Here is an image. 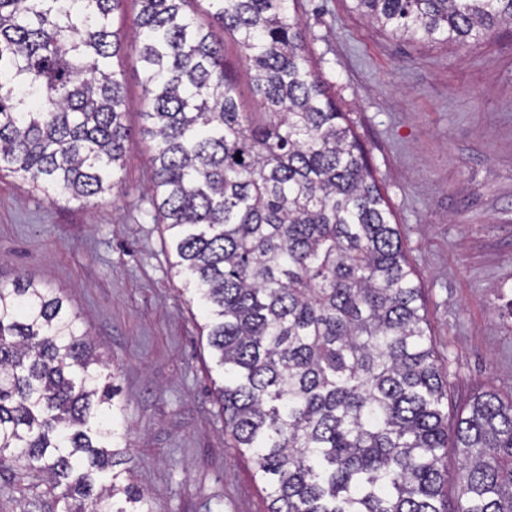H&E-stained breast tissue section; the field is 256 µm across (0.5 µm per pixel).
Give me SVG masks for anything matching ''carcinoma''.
Here are the masks:
<instances>
[{"label":"carcinoma","mask_w":512,"mask_h":512,"mask_svg":"<svg viewBox=\"0 0 512 512\" xmlns=\"http://www.w3.org/2000/svg\"><path fill=\"white\" fill-rule=\"evenodd\" d=\"M125 2L0 0V172L78 199L117 187L136 143L117 64L132 51L153 205L205 309L224 429L269 512H512V397L479 392L448 422L447 373L399 228L290 0H208L203 14L191 0H137L131 19ZM353 5L421 44L512 25V0ZM226 32L258 119L239 109ZM101 366L64 297L30 280L0 286V468L46 475L63 512H153L120 468L115 374Z\"/></svg>","instance_id":"obj_1"}]
</instances>
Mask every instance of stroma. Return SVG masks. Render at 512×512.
Returning a JSON list of instances; mask_svg holds the SVG:
<instances>
[{
	"label": "stroma",
	"instance_id": "35a3bbf8",
	"mask_svg": "<svg viewBox=\"0 0 512 512\" xmlns=\"http://www.w3.org/2000/svg\"><path fill=\"white\" fill-rule=\"evenodd\" d=\"M311 65L367 151L422 288L448 397L512 393V26L460 47L394 39L351 0H295ZM126 123L145 124L144 73L120 60ZM147 143L114 193L89 201L0 177V286L59 291L109 371L126 466L153 512H268L214 394L204 313L183 295L153 209ZM45 475L0 471V512H61Z\"/></svg>",
	"mask_w": 512,
	"mask_h": 512
}]
</instances>
